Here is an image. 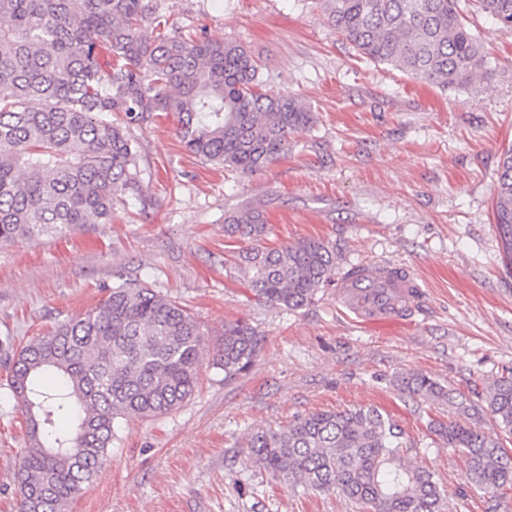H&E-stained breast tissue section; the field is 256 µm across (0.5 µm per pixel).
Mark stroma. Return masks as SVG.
Returning <instances> with one entry per match:
<instances>
[{
    "instance_id": "35a3bbf8",
    "label": "stroma",
    "mask_w": 512,
    "mask_h": 512,
    "mask_svg": "<svg viewBox=\"0 0 512 512\" xmlns=\"http://www.w3.org/2000/svg\"><path fill=\"white\" fill-rule=\"evenodd\" d=\"M156 2L168 34L242 44L261 79L309 105L316 122L285 157L242 175L194 157L175 115L159 113L130 128L141 200L116 201L108 224L0 245V512H18L14 473L28 444L7 385L11 358L136 274L185 305L208 342L243 320L261 349L230 382L203 365L195 394L168 415L126 417L70 512H362L343 496L287 487L245 450L253 433L295 416L361 405L400 422L409 460L445 487L447 512H512V488L469 484L462 454L430 433L447 406L393 384L422 372L480 406L512 368V275L492 224L500 154L512 145V30L466 9L489 74L444 89L359 56L319 0ZM244 205L265 213L268 245L320 238L340 269L405 264L424 290L417 311L358 323L331 287L294 311L257 301L235 266L246 243L224 233L225 212Z\"/></svg>"
}]
</instances>
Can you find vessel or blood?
I'll list each match as a JSON object with an SVG mask.
<instances>
[{
	"label": "vessel or blood",
	"mask_w": 512,
	"mask_h": 512,
	"mask_svg": "<svg viewBox=\"0 0 512 512\" xmlns=\"http://www.w3.org/2000/svg\"><path fill=\"white\" fill-rule=\"evenodd\" d=\"M422 290L409 268L393 261L360 264L336 281V301L356 320L385 324L410 315Z\"/></svg>",
	"instance_id": "obj_1"
}]
</instances>
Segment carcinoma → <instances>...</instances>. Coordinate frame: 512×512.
<instances>
[{
  "label": "carcinoma",
  "instance_id": "1",
  "mask_svg": "<svg viewBox=\"0 0 512 512\" xmlns=\"http://www.w3.org/2000/svg\"><path fill=\"white\" fill-rule=\"evenodd\" d=\"M474 2L512 29V0ZM324 11L363 58L418 81L466 88L486 73V43L459 0H324ZM161 27L153 0H0V242L107 224L115 199L141 200L129 128L154 112L175 114L188 152L241 174L278 161L291 136L314 123L304 102L259 82L242 45L171 37ZM493 217L512 268V146L500 159ZM270 230L254 208L224 214V232L248 242L237 262L243 285L269 305L301 309L336 281V253L316 238L270 248ZM204 346L180 301L127 277L96 307L20 347L9 384L27 423L19 512H69L118 440L120 419L160 417L192 397ZM260 347L253 327L227 325L211 367L231 381ZM396 386L455 410L459 419L432 420L429 429L465 454L469 483L512 486V456L474 425L487 411L512 431V369L490 385L484 409L421 372L397 376ZM407 452L401 425L372 405L297 416L247 443L250 460L287 486L339 492L367 512H443L435 474Z\"/></svg>",
  "mask_w": 512,
  "mask_h": 512
}]
</instances>
